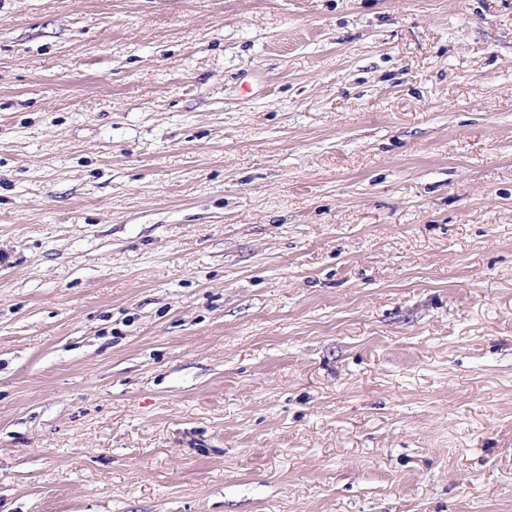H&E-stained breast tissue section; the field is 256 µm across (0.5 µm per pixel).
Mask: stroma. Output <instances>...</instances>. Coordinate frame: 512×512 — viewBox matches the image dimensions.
I'll return each mask as SVG.
<instances>
[{"mask_svg": "<svg viewBox=\"0 0 512 512\" xmlns=\"http://www.w3.org/2000/svg\"><path fill=\"white\" fill-rule=\"evenodd\" d=\"M0 512H512V0H0Z\"/></svg>", "mask_w": 512, "mask_h": 512, "instance_id": "stroma-1", "label": "stroma"}]
</instances>
